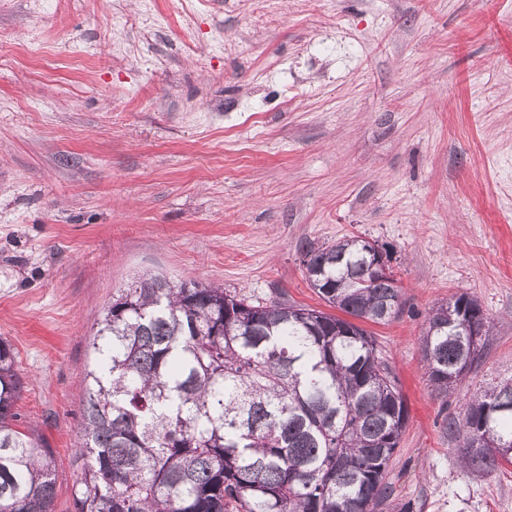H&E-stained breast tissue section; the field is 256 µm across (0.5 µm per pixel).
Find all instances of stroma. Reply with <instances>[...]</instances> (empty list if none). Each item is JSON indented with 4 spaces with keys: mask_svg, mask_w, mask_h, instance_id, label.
<instances>
[{
    "mask_svg": "<svg viewBox=\"0 0 512 512\" xmlns=\"http://www.w3.org/2000/svg\"><path fill=\"white\" fill-rule=\"evenodd\" d=\"M385 244L403 309L366 323L406 398L384 512H512L446 421L512 378V0H0V338L21 427L74 512L96 324L152 273L324 309L304 243ZM476 297L472 370L429 387L432 308Z\"/></svg>",
    "mask_w": 512,
    "mask_h": 512,
    "instance_id": "1",
    "label": "stroma"
}]
</instances>
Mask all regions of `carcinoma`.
Wrapping results in <instances>:
<instances>
[{
    "mask_svg": "<svg viewBox=\"0 0 512 512\" xmlns=\"http://www.w3.org/2000/svg\"><path fill=\"white\" fill-rule=\"evenodd\" d=\"M358 236L302 247L306 278L336 316L253 303L212 283L147 274L112 295L91 344L75 512H376L408 420L389 364L359 322L401 311L394 274ZM478 299L432 309L421 341L448 396L486 335ZM22 382L0 340V512H53V451L17 427ZM449 428L480 472L512 464V379L462 405Z\"/></svg>",
    "mask_w": 512,
    "mask_h": 512,
    "instance_id": "1",
    "label": "carcinoma"
}]
</instances>
